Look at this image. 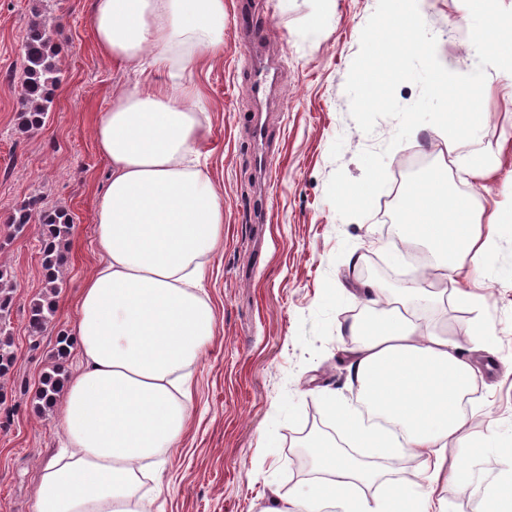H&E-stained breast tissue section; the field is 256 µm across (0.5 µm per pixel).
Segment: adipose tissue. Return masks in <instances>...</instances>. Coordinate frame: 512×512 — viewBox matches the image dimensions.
Here are the masks:
<instances>
[{
	"instance_id": "1",
	"label": "adipose tissue",
	"mask_w": 512,
	"mask_h": 512,
	"mask_svg": "<svg viewBox=\"0 0 512 512\" xmlns=\"http://www.w3.org/2000/svg\"><path fill=\"white\" fill-rule=\"evenodd\" d=\"M99 52L136 73H160L113 97L99 114L94 144L112 167L101 194L96 237L107 261L79 290L70 336L83 362L70 378L61 423L67 460L45 462L34 512H151L161 485H147L185 433L192 410L188 369L217 329L203 291L208 257L224 240V204L200 149L207 117L198 87H172L171 70L191 71L224 52V0H91ZM405 244H424L442 262L437 276L460 271L469 255L489 254L497 213L479 221L448 198L445 175L407 191ZM407 288L401 307L369 325L352 323L349 378L364 403L393 431L366 426L350 407L325 397L348 448L311 433L310 486L275 493L260 512H441L439 486L474 483L470 466L448 459L463 444V400L476 369L459 344L415 316L430 298ZM359 448L419 460L416 478L392 479L362 461Z\"/></svg>"
}]
</instances>
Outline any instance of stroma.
Wrapping results in <instances>:
<instances>
[{
	"label": "stroma",
	"mask_w": 512,
	"mask_h": 512,
	"mask_svg": "<svg viewBox=\"0 0 512 512\" xmlns=\"http://www.w3.org/2000/svg\"><path fill=\"white\" fill-rule=\"evenodd\" d=\"M238 0H224V53L203 70L179 76L196 85L207 108L201 146L208 174L224 199V245L214 254L206 292L218 328L192 367L194 411L179 448L162 474L161 512H259L272 489L313 478L299 443L311 419L333 427L324 396L335 391L356 405L358 388L345 369L348 312L360 301L347 293L364 280L359 254L372 252L396 283V299L418 276L393 243L405 218L401 197L365 218L339 217L326 198L335 170L363 175L359 155L381 149L397 122L379 119L365 134L350 115L345 83L360 35L377 0H251L254 20L269 26L266 48L281 61L282 94L270 123L271 167L259 175L251 149L252 98L247 91L248 49L236 22ZM420 13L437 39V57L450 71L469 73L471 18L464 0H423ZM53 22L62 53L61 81L38 130L16 131L23 76L22 43L34 15ZM490 93L473 141L442 154L433 125L419 126L386 158L388 177L415 153L446 174L453 197L475 207L500 208L492 252L467 257L466 268L486 269L483 305L459 303L456 279L447 292L419 309L423 323L469 349L477 376L464 435L474 474L491 478L512 458V149L488 177L473 179L465 160L512 135V84L487 70ZM95 45L89 0H0V222L29 196L67 209L74 221L69 262L57 296V330L70 331L77 293L104 256L95 235L97 202L111 174L95 149L98 115L114 93L136 81ZM37 226L0 248V262L16 276L13 327L16 383L34 386L47 367L55 333L31 348L26 330L30 299L43 286ZM480 327L482 349L468 330ZM18 410L0 427V512H34L39 470L65 440L58 414L36 412L30 396L16 393Z\"/></svg>",
	"instance_id": "stroma-1"
}]
</instances>
